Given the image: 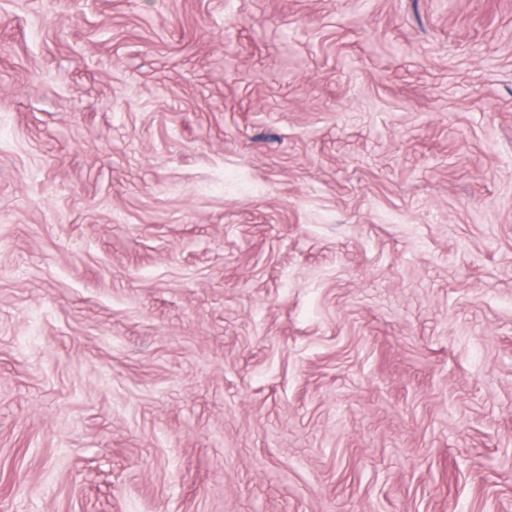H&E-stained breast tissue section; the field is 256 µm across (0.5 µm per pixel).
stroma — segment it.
Here are the masks:
<instances>
[{
  "label": "stroma",
  "mask_w": 512,
  "mask_h": 512,
  "mask_svg": "<svg viewBox=\"0 0 512 512\" xmlns=\"http://www.w3.org/2000/svg\"><path fill=\"white\" fill-rule=\"evenodd\" d=\"M0 512H512V0H0Z\"/></svg>",
  "instance_id": "stroma-1"
}]
</instances>
